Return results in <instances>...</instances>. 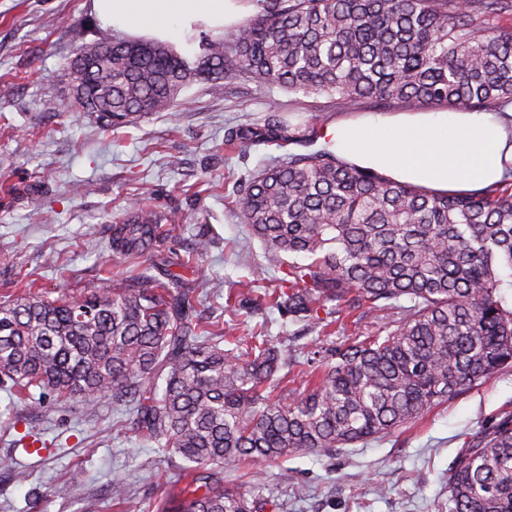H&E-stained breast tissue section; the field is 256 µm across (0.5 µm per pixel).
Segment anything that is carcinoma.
Here are the masks:
<instances>
[{
    "instance_id": "obj_1",
    "label": "carcinoma",
    "mask_w": 512,
    "mask_h": 512,
    "mask_svg": "<svg viewBox=\"0 0 512 512\" xmlns=\"http://www.w3.org/2000/svg\"><path fill=\"white\" fill-rule=\"evenodd\" d=\"M260 2L246 25L202 37L193 62L163 42L79 44L68 87L80 94L45 110L120 127L172 109L194 82L239 76L379 109L512 104V30L481 22L512 15V0ZM269 111L227 134L229 146L309 148L239 189L252 235L293 257L264 300L327 336L364 303L384 311L409 299L385 338L312 352L296 392L279 375L288 355L268 340L201 329L198 270L158 254L160 218L136 203L112 225V252L146 258L139 273L56 300L31 282L0 301V386L130 408L136 437L185 462L184 498L162 512H275L253 488L224 486V469L387 436L512 368V181L465 194L399 184L316 147L315 118L291 121L275 101ZM173 264L183 272L153 274ZM112 501L137 512L119 478ZM448 512H512V415L474 435L448 470Z\"/></svg>"
}]
</instances>
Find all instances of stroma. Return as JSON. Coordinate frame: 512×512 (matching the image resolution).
<instances>
[{
  "label": "stroma",
  "mask_w": 512,
  "mask_h": 512,
  "mask_svg": "<svg viewBox=\"0 0 512 512\" xmlns=\"http://www.w3.org/2000/svg\"><path fill=\"white\" fill-rule=\"evenodd\" d=\"M112 36L91 0H0V281L36 280L53 299L142 267V260L113 254L111 239L112 226L137 201L175 216L176 230L157 248L196 263L202 321L233 326L238 336H268L302 370L310 350L394 330L398 308L366 313L359 325L325 336L276 310L249 315L226 302L259 282L272 287L288 269L250 239L237 205L239 184L288 150L271 143L231 148L227 133L263 123L274 100L327 124L357 117V109L237 77L216 88L192 84L175 115L155 113L132 126L101 130L85 113L45 111L44 101L66 90L74 46ZM202 235L211 247L199 255L194 243ZM510 413L507 368L391 435L330 456L302 452L250 464L224 479L260 481L278 512H448V470L457 455L471 436ZM33 426L46 443L37 453L19 443ZM0 455L12 456L25 474L18 483L0 473V512H120L109 498L116 477L127 481L139 512H159L176 492L182 467L157 443L131 434L119 407L102 404L91 413L49 398L35 416L6 388ZM69 476L70 499L54 497L55 484ZM380 484L386 494L377 493Z\"/></svg>",
  "instance_id": "obj_1"
}]
</instances>
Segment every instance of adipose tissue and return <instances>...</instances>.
I'll return each instance as SVG.
<instances>
[{
  "mask_svg": "<svg viewBox=\"0 0 512 512\" xmlns=\"http://www.w3.org/2000/svg\"><path fill=\"white\" fill-rule=\"evenodd\" d=\"M103 27L171 41L223 34L250 17L256 0H91ZM321 144L399 183L437 193L475 192L512 181V126L494 112L440 108L367 115L325 126Z\"/></svg>",
  "mask_w": 512,
  "mask_h": 512,
  "instance_id": "obj_1",
  "label": "adipose tissue"
}]
</instances>
